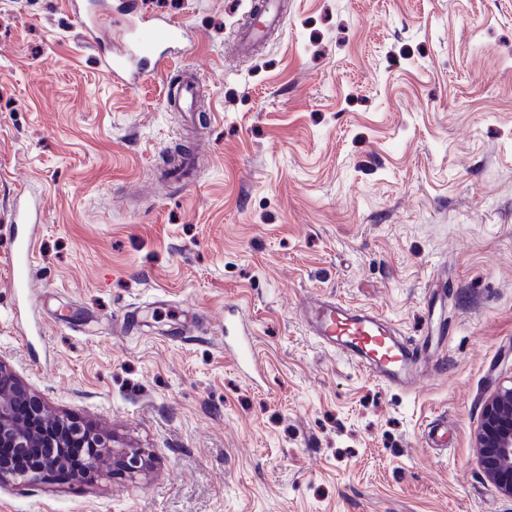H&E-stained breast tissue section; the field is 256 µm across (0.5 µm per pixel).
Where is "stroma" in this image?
<instances>
[{"mask_svg":"<svg viewBox=\"0 0 512 512\" xmlns=\"http://www.w3.org/2000/svg\"><path fill=\"white\" fill-rule=\"evenodd\" d=\"M96 3L102 32L121 4L185 41L128 87L71 0H0V360L151 468L11 484L0 512H512L474 448L512 382V0H284L245 57L251 0ZM189 64L195 133L164 104ZM184 145L195 183L159 184ZM20 190L41 207L23 298L4 270ZM312 293L432 331L420 381L318 344ZM438 418L447 448L417 447Z\"/></svg>","mask_w":512,"mask_h":512,"instance_id":"stroma-1","label":"stroma"}]
</instances>
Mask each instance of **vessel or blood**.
<instances>
[{
    "label": "vessel or blood",
    "instance_id": "b4317fda",
    "mask_svg": "<svg viewBox=\"0 0 512 512\" xmlns=\"http://www.w3.org/2000/svg\"><path fill=\"white\" fill-rule=\"evenodd\" d=\"M253 10L263 22L246 27L239 40V50L243 53L270 29L278 27L283 18L279 0H256ZM183 33L182 23L146 18L134 33L120 29L106 39L97 26L87 21L82 24L84 43L102 49L101 71L115 83L125 82L129 77L146 79L164 69L168 63L164 46L180 43ZM201 81L197 69L182 73L177 82L165 89L167 107L194 114ZM34 262V235L13 238L7 260L8 278L13 287H28ZM302 310L325 348L335 351L379 383L405 384L427 352L426 347L399 336L373 307L352 306L311 295L303 301Z\"/></svg>",
    "mask_w": 512,
    "mask_h": 512
}]
</instances>
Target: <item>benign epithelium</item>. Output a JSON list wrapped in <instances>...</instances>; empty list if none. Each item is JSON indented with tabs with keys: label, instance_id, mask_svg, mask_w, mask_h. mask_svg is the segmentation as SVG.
Masks as SVG:
<instances>
[{
	"label": "benign epithelium",
	"instance_id": "1",
	"mask_svg": "<svg viewBox=\"0 0 512 512\" xmlns=\"http://www.w3.org/2000/svg\"><path fill=\"white\" fill-rule=\"evenodd\" d=\"M0 447L44 448L46 452L31 467L20 470L12 461L0 458V487L16 483H35L46 474L69 466L67 448L75 439L91 449L84 462L86 472L98 470L100 462L112 457V469L130 477L144 474L150 460L139 448H113L99 432L84 428L71 416L47 418L44 399L28 388L13 369L0 360ZM18 403L26 404L32 417L46 427L33 431L16 412ZM478 460L499 492L512 499V385L504 386L484 404L475 437Z\"/></svg>",
	"mask_w": 512,
	"mask_h": 512
}]
</instances>
